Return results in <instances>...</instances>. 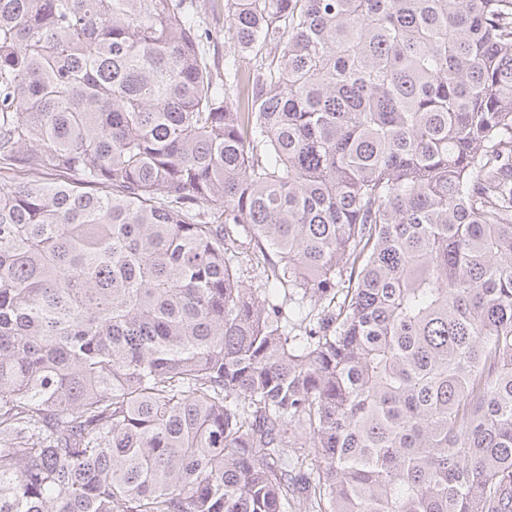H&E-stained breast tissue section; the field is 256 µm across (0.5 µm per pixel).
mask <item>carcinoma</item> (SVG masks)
I'll return each mask as SVG.
<instances>
[{
	"instance_id": "1",
	"label": "carcinoma",
	"mask_w": 512,
	"mask_h": 512,
	"mask_svg": "<svg viewBox=\"0 0 512 512\" xmlns=\"http://www.w3.org/2000/svg\"><path fill=\"white\" fill-rule=\"evenodd\" d=\"M0 512H512V0H0Z\"/></svg>"
}]
</instances>
